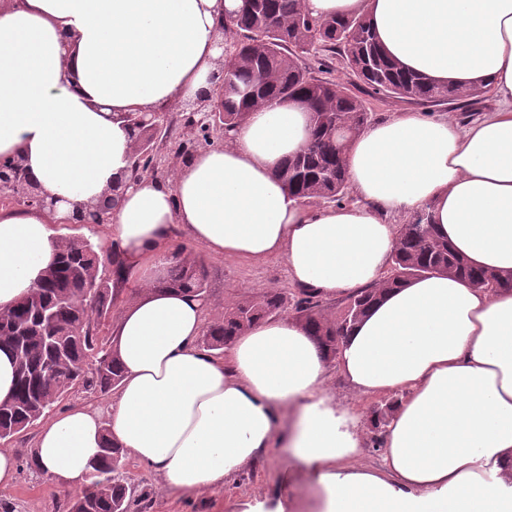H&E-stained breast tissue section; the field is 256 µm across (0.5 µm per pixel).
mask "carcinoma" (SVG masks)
I'll use <instances>...</instances> for the list:
<instances>
[{
    "label": "carcinoma",
    "instance_id": "cac0c4a2",
    "mask_svg": "<svg viewBox=\"0 0 512 512\" xmlns=\"http://www.w3.org/2000/svg\"><path fill=\"white\" fill-rule=\"evenodd\" d=\"M224 40L234 45L233 56L224 64V111L216 114L213 127L225 134L238 128L254 107L290 100H301L316 113L304 147L279 171L288 191L301 203L345 197V150L367 125L366 108L358 97L327 77L313 75L310 62L316 44L331 52L343 51L346 68L374 94L432 106L453 105L463 98L455 88L433 85L402 70L380 48L364 15L316 18L302 9L300 0H261L256 6L252 0H242L237 10L225 14ZM237 86H251L256 95L244 98L235 91ZM133 122L137 146L147 153L154 143V116L141 112ZM398 240L386 289L440 274L482 288L505 284L501 277L469 266L439 238L424 210L400 225ZM105 264L120 272L119 248L104 254L87 238L65 239L42 274L37 293L0 310V347L12 352L16 367L14 397L0 405L1 441L49 415L76 386L105 393L120 382V361L96 332L112 307V288L100 272ZM206 276L201 262L186 259L179 251L171 255L158 287L192 293L205 301ZM382 289L352 293L336 314L329 315L315 293L302 288L295 316L306 322L321 353L332 361L343 338L379 300ZM281 305L282 297L272 292L238 301L224 311V320L207 327L203 344L220 350L254 322L278 314ZM395 405L391 400L373 411L377 449L382 448L381 433ZM124 457L122 449L108 443L100 448L88 465V483L73 499L70 512H128L129 488L120 474Z\"/></svg>",
    "mask_w": 512,
    "mask_h": 512
}]
</instances>
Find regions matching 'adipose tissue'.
I'll list each match as a JSON object with an SVG mask.
<instances>
[{
	"instance_id": "adipose-tissue-1",
	"label": "adipose tissue",
	"mask_w": 512,
	"mask_h": 512,
	"mask_svg": "<svg viewBox=\"0 0 512 512\" xmlns=\"http://www.w3.org/2000/svg\"><path fill=\"white\" fill-rule=\"evenodd\" d=\"M241 2L0 0V157H20L58 200L52 213L0 209V307L54 261L51 223L120 178L110 230L142 282L114 326L123 378L107 413L76 406L44 423L32 467L77 489L110 442L173 488L216 489L266 458L285 418L319 512H512V290L424 277L352 328L338 372L357 395H403L369 471L304 321L259 320L223 356L197 345L204 302L155 288L178 224L209 254L279 256L294 285L347 295L385 279L387 215L421 209L470 265L512 277V0H301L315 17L367 16L405 69L497 101L464 124L400 112L362 130L344 155L356 203L317 210L278 174L308 138L299 101L257 107L170 183L130 177L136 138L120 113L208 89L220 22Z\"/></svg>"
}]
</instances>
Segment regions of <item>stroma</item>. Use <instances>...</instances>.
<instances>
[{
    "label": "stroma",
    "mask_w": 512,
    "mask_h": 512,
    "mask_svg": "<svg viewBox=\"0 0 512 512\" xmlns=\"http://www.w3.org/2000/svg\"><path fill=\"white\" fill-rule=\"evenodd\" d=\"M317 59L328 78L345 85L363 100L368 121L372 124L398 112H417L428 118L451 115L461 121L468 115L480 117L497 106L495 99L487 93L468 98L463 109L385 98L369 93L367 87L344 67L340 55L322 51ZM171 241L173 247L184 248L205 266L209 322L223 318L227 305L269 290L282 294L284 315H293L298 289L289 282L282 257H271L261 262L213 257L189 241L178 228L173 230ZM327 385L337 404L353 410L360 418L361 466L377 467L381 453L373 446L371 415L375 408L385 404V397L356 395L333 368L328 371ZM37 432V427H29L6 443L16 457L17 476L11 487L0 489V512H68V505L76 496L74 490L34 474L31 453ZM283 454V449L271 448L268 459L244 467L225 480L223 488L196 493L165 487L160 475L148 471L133 458H126L124 470L131 479L129 512H248L255 500L272 496L283 482L288 485L290 498L303 499L311 490L310 471L294 460L282 463Z\"/></svg>",
    "instance_id": "stroma-1"
}]
</instances>
